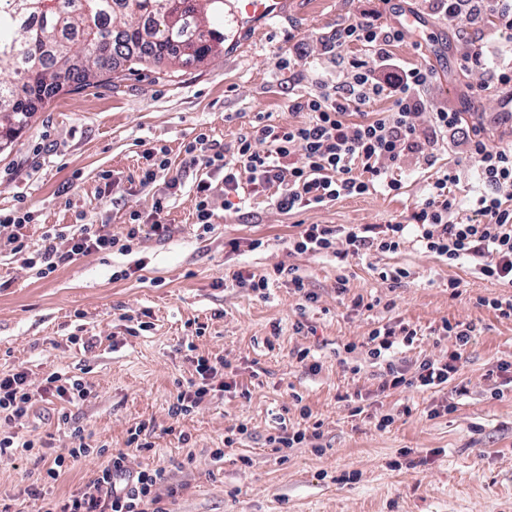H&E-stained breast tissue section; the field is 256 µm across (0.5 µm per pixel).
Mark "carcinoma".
<instances>
[{"label":"carcinoma","instance_id":"1","mask_svg":"<svg viewBox=\"0 0 512 512\" xmlns=\"http://www.w3.org/2000/svg\"><path fill=\"white\" fill-rule=\"evenodd\" d=\"M224 0H0V148L35 102L112 78L118 61L199 64L224 45Z\"/></svg>","mask_w":512,"mask_h":512}]
</instances>
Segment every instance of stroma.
<instances>
[{
    "mask_svg": "<svg viewBox=\"0 0 512 512\" xmlns=\"http://www.w3.org/2000/svg\"><path fill=\"white\" fill-rule=\"evenodd\" d=\"M361 8L360 0H287L284 15L201 65L119 67L109 80L63 89L38 103L0 150V212L30 213L23 234L31 246L54 224L122 233L130 211L150 214L156 197L168 198L169 236L143 235L130 253L91 254L46 278L26 268L8 231L0 232V373L21 365L39 377L59 368L84 377L93 392L72 407L73 422L105 453L125 449L131 430L151 424L152 447L133 453L131 465L164 469L178 490L165 501L169 512H512V384L489 377L512 358V320L478 303L504 288L482 279L473 260L451 265L411 241L394 253L342 260L288 249L302 224L409 221L430 171L409 162L399 171V195L373 193L290 215L265 196L237 212L219 197L213 230L202 238L194 182L203 167L183 173L173 195L163 182L138 183L152 145L167 147L177 165L198 133L227 145L260 112L272 125L306 120L289 103L311 91L312 79H337L320 42ZM408 26L410 38L392 55L437 71L429 98L464 109L486 136L512 139L497 102L470 97L471 78L458 67L467 44L457 29L430 15ZM255 239L262 245L254 250ZM280 265L295 267L316 301L273 277ZM394 268L408 277L381 279ZM120 269L127 278H115ZM238 270L270 276L265 294L233 281ZM452 280L458 291L449 289ZM145 311L151 329L130 335L128 317ZM446 320L474 327L460 372L438 389L380 391L383 367L366 353L368 334L386 323L416 327L413 345L393 358L411 376L426 356L451 351V338L437 333ZM75 335L96 337L95 348L71 344ZM192 349L223 356L247 394L213 399L177 422L169 407L177 382L191 376ZM304 349L318 370L297 360ZM446 402L454 411L429 417ZM306 407L311 417L303 416ZM386 414L390 427L375 428ZM238 424L246 433L225 446V430ZM316 424V446L278 451L268 443L280 427ZM42 470L32 455L0 462V495L17 494Z\"/></svg>",
    "mask_w": 512,
    "mask_h": 512,
    "instance_id": "1",
    "label": "stroma"
}]
</instances>
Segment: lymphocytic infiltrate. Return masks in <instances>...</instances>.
Wrapping results in <instances>:
<instances>
[{"label":"lymphocytic infiltrate","instance_id":"lymphocytic-infiltrate-1","mask_svg":"<svg viewBox=\"0 0 512 512\" xmlns=\"http://www.w3.org/2000/svg\"><path fill=\"white\" fill-rule=\"evenodd\" d=\"M429 9L442 15L449 25L464 31L491 29L512 32V0H424ZM405 24L374 23L363 11L337 27L324 44L326 53L343 66L345 79L337 84L317 83L314 92L291 103L292 110L307 113V121L280 126L265 123L256 115L251 131L233 144L218 145L207 133H199L184 147L185 166H201L204 178L196 180L195 226L198 237L213 229L215 194L224 197L225 209H235L241 194L257 196L279 188L274 201L282 213L328 206L331 203L374 192L401 190L400 180L391 177L393 167L408 157L430 168L449 135L462 134L467 145L473 182L465 196L453 188L460 177L453 170L439 172L427 184L426 196L411 224H306L288 241L290 252L333 254L339 258L367 252H396L413 234L425 252L454 263L473 259L485 279L512 288V141H495L480 129L469 126L461 112L430 102L425 92L436 72L428 67L408 68L390 52L404 41ZM358 44L370 52V60H345L343 47ZM461 70L483 71L470 84L476 98L499 101L512 117V66L488 64L479 44H472L458 62ZM386 99L390 108L375 117L362 116L363 107ZM165 196L156 198L149 216L131 212L123 235L117 236L96 224H75L69 229H49L42 245L29 249L21 229L27 216L0 214V229H10L8 241L27 268L48 277L60 266L95 253L130 251L143 231L167 236L170 227L163 214ZM468 205L467 222L454 219L460 205ZM444 335L453 337L454 349L441 357H425L413 378L391 364L389 357L399 344H412L416 329L406 324L381 325L372 330L365 346L369 357L384 362L382 390L415 387L436 389L448 383L461 369L474 328L466 322H443ZM191 378L178 383L169 408L173 419L191 415L207 400L237 388L234 372L222 356L195 355L190 359ZM92 393L83 377L59 371L32 378L26 368L0 375V421L11 424L28 417L37 403L57 401V419L68 425L70 447L53 448L50 441L33 435L0 432V460L36 455L44 464V476L23 490L26 503L39 512H166L164 495H175L165 487L161 468L133 469L131 451L149 448L146 424L130 432L126 450L112 454L99 464L80 488L63 498H53L51 488L75 462L93 455L84 428L72 425L70 406Z\"/></svg>","mask_w":512,"mask_h":512}]
</instances>
